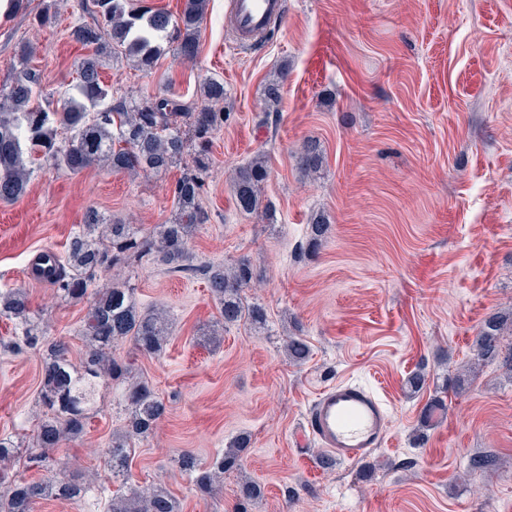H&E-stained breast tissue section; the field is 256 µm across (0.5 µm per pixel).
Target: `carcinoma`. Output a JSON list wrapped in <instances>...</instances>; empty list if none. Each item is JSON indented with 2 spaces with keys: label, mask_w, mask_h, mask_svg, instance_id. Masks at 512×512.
<instances>
[{
  "label": "carcinoma",
  "mask_w": 512,
  "mask_h": 512,
  "mask_svg": "<svg viewBox=\"0 0 512 512\" xmlns=\"http://www.w3.org/2000/svg\"><path fill=\"white\" fill-rule=\"evenodd\" d=\"M208 6L209 0H183L178 20L174 21L162 10L135 9L129 0H85L83 8L91 21H79L69 31L72 41L88 49L78 65V81L43 104L35 102L41 85V72L32 66L37 48L29 41L17 43L15 56L20 68L11 84L0 89V203H11L25 195L33 168L40 160L73 175L94 166L129 174L162 173L178 165L188 152L187 129L193 133L194 153L192 166L184 169L172 186L177 211L172 223L159 224L153 232L143 234L135 225L115 224L91 208L82 229L71 237L65 257L45 252L32 264L34 273L42 263L52 264L49 282L60 301L89 303L81 331L86 351L80 364L69 358L66 341L46 340L45 326L36 318L24 292L0 293V316L21 325L24 341L31 347L47 341L39 393L45 411L38 417L28 456V462L43 468L46 474L38 481L12 479L1 467L0 512H34L35 505L48 497L73 499L86 492L95 477L61 479L47 453L85 433L88 410L94 402L87 392L95 394L100 386L122 375V366L112 357L118 344L128 341L139 352L153 355L167 341L163 310H143L136 302L135 289L111 280L98 284L96 277L99 272L151 254L174 269L189 261L188 236L207 220L199 199L205 186L203 174L210 168L212 136L224 126V81L210 78L203 83L200 93L204 104L199 107L168 96L128 105L123 100L112 102L101 69L105 61L124 55L137 68L150 70L164 53V43L173 36L176 54L186 60L195 58ZM57 15V0H50L37 12L35 21L40 26L51 25ZM322 164L323 155L317 146L306 144L301 168L314 173ZM267 176V161L260 155L236 168L233 193L240 211L259 210L261 187ZM202 272L220 304L224 325L242 321L260 327L265 324V308L242 296L254 278L247 259L227 268L207 265ZM472 349L470 374H475L483 362L500 356L512 372V313L489 316L475 336ZM310 352L305 338L288 337L287 354L292 363L306 362ZM126 401L127 423L103 452L104 469L114 480L125 476L128 469L130 442L150 435L166 413L164 402L145 382L131 384ZM446 409L441 398L428 402L415 440L424 441L435 417ZM248 446L249 439L239 437L208 465L193 452L183 451L177 464L191 476L196 492L209 496L216 491L224 471L239 464ZM109 512H180V505L166 488L150 486L113 495Z\"/></svg>",
  "instance_id": "cac0c4a2"
}]
</instances>
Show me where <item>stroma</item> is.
Instances as JSON below:
<instances>
[{
	"label": "stroma",
	"mask_w": 512,
	"mask_h": 512,
	"mask_svg": "<svg viewBox=\"0 0 512 512\" xmlns=\"http://www.w3.org/2000/svg\"><path fill=\"white\" fill-rule=\"evenodd\" d=\"M41 3L0 17V86L19 66L15 45L28 40L42 93L56 95L76 83L82 50L68 29L85 15L80 0H67L41 27ZM226 7L210 0L195 59L168 52L149 71L122 58L102 70L130 102L171 95L195 104L204 80L223 79L224 126L212 140L208 220L187 243L189 270L146 257L118 271L141 308L165 310L166 344L150 356L116 347L124 377L101 389L85 435L52 457L65 476L101 474V451L128 418L129 381H148L168 413L131 449L125 479L101 474L79 500L50 498L35 512H108L109 493L152 485L181 512H512V377L493 361L465 390L446 388L484 320L512 310V0H287L282 21L245 48L230 43ZM276 78L278 121L265 126L263 91ZM308 141L324 156L310 177L299 166ZM258 154L269 169L264 208L245 214L232 173ZM181 172L73 175L43 162L22 199L0 203V292H26L72 360L84 349L86 306L59 303L49 284L31 280L32 260L64 253L91 207L145 233L170 223ZM320 213L330 227L315 246L308 224ZM242 258L255 274L243 295L267 311L261 328L220 324L200 272ZM294 334L311 348L300 365L285 349ZM42 353L0 317V435L17 443L12 473L27 480L44 475L26 460ZM417 371L428 385L413 394L406 380ZM339 382L373 391L389 428L365 459L326 469L324 450L303 432L317 394ZM435 396L448 411L416 442ZM242 435L250 444L240 466L201 498L178 455L188 449L207 464ZM485 454L495 466L473 469ZM249 480L263 495L245 502Z\"/></svg>",
	"instance_id": "35a3bbf8"
}]
</instances>
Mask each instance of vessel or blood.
<instances>
[{
	"instance_id": "obj_1",
	"label": "vessel or blood",
	"mask_w": 512,
	"mask_h": 512,
	"mask_svg": "<svg viewBox=\"0 0 512 512\" xmlns=\"http://www.w3.org/2000/svg\"><path fill=\"white\" fill-rule=\"evenodd\" d=\"M286 13L285 0H228L236 44L250 45ZM308 431L323 449L343 461L366 456L385 440L388 417L380 400L360 385L341 382L323 390L307 417Z\"/></svg>"
}]
</instances>
